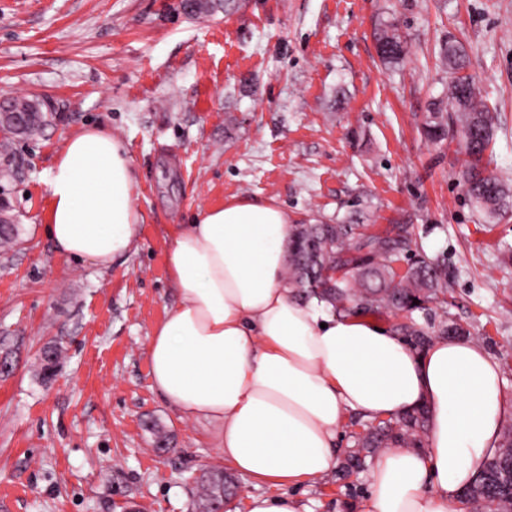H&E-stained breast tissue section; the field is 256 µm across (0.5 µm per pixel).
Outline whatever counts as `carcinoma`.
Instances as JSON below:
<instances>
[{
  "label": "carcinoma",
  "mask_w": 512,
  "mask_h": 512,
  "mask_svg": "<svg viewBox=\"0 0 512 512\" xmlns=\"http://www.w3.org/2000/svg\"><path fill=\"white\" fill-rule=\"evenodd\" d=\"M377 48L384 64L401 60L407 45L392 26L379 29ZM441 57L451 80L448 96L432 103L423 123V133L433 145L452 143L468 157L460 173L466 197L473 210L487 224L512 213V182L488 169L493 152L498 116L479 98L474 80L461 74L466 68V52L461 43L446 41ZM37 115L23 129L16 130L10 117L0 122L16 136L34 135L41 125ZM412 233L406 225H392L368 233L360 224H297L288 245L287 283L296 296L315 299L336 314L375 316L407 308L426 311L431 305L448 306L444 288L446 270L439 261L425 254L414 255L406 271L399 267L400 256L412 250ZM395 331L418 344L427 341L428 332L411 320L399 323ZM426 413L390 417L379 423L377 431L358 444L363 448L383 445L405 447L417 441L425 428ZM512 424L504 427L500 450L487 463L475 482L463 493L460 502L465 512H512ZM231 476L222 470L205 473L200 493L193 506L208 507L213 497L232 495Z\"/></svg>",
  "instance_id": "cac0c4a2"
}]
</instances>
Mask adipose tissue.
I'll return each mask as SVG.
<instances>
[{"label": "adipose tissue", "instance_id": "adipose-tissue-1", "mask_svg": "<svg viewBox=\"0 0 512 512\" xmlns=\"http://www.w3.org/2000/svg\"><path fill=\"white\" fill-rule=\"evenodd\" d=\"M125 144L97 127L71 136L48 182L43 226L62 256L102 267L138 229ZM294 221L271 200H230L174 225L175 305L149 343L154 387L204 426L226 466L267 493L248 512H299L290 488L335 469L347 413L424 410L427 446L382 452L366 512H457L499 444L512 402L498 364L447 336L424 348L391 328L326 312L283 285Z\"/></svg>", "mask_w": 512, "mask_h": 512}]
</instances>
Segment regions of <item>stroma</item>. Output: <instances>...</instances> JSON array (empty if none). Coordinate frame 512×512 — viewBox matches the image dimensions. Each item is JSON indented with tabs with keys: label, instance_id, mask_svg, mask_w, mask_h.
Listing matches in <instances>:
<instances>
[{
	"label": "stroma",
	"instance_id": "35a3bbf8",
	"mask_svg": "<svg viewBox=\"0 0 512 512\" xmlns=\"http://www.w3.org/2000/svg\"><path fill=\"white\" fill-rule=\"evenodd\" d=\"M390 24L408 52L385 66L374 33ZM451 38L500 116L490 167L512 180V0H236L200 17L181 0H0V102L46 115L32 137L0 130L16 227L0 245V512H188L202 473L223 467L154 388L148 337L176 302L171 226L233 198L275 200L298 224L410 226L448 272L447 309L414 319L461 324L512 398V216L483 223L458 180L464 152L422 133ZM90 126L125 143L142 217L106 268L42 232L53 160ZM376 459L294 488L301 512H364Z\"/></svg>",
	"mask_w": 512,
	"mask_h": 512
}]
</instances>
